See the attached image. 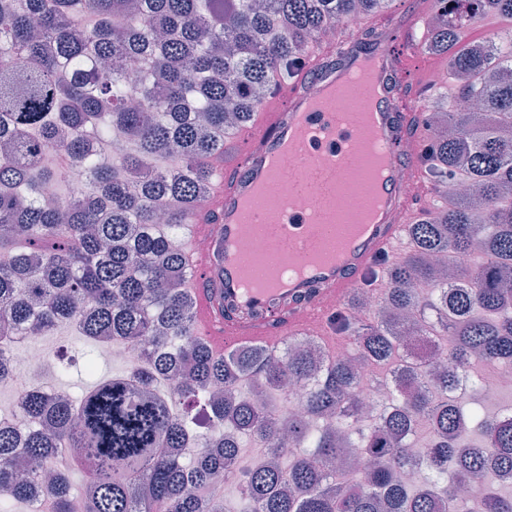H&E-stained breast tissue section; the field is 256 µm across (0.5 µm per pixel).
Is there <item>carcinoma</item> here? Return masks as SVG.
Segmentation results:
<instances>
[{
	"instance_id": "carcinoma-1",
	"label": "carcinoma",
	"mask_w": 512,
	"mask_h": 512,
	"mask_svg": "<svg viewBox=\"0 0 512 512\" xmlns=\"http://www.w3.org/2000/svg\"><path fill=\"white\" fill-rule=\"evenodd\" d=\"M391 0H9L0 21V352L23 327L45 336L69 325L98 342L151 339L146 364L98 382L77 398L36 391L21 442L0 430V512L39 496L51 512H224L206 493L214 477L238 486L242 512H512L502 477L512 472V421L465 410L448 396L462 384L479 402L478 363L512 365V32L496 48L460 45V31L486 14L512 17V0H449L448 17L427 26L425 48L448 56L455 105L451 136L428 132L420 170L445 191L462 176L481 202L456 198L408 226L411 247L397 265L376 263L385 309L365 316L356 298L335 319L354 359L297 347L232 348L215 355L199 335L186 225L212 218L224 138L319 42L356 13ZM142 67L128 85L122 67ZM115 133L126 151L100 158ZM81 169L87 199L61 208L48 192L61 171ZM405 336H437L448 366L397 356ZM390 362L399 394L366 421L353 360ZM183 376L180 413L144 395L154 374ZM308 383L304 414H280L242 393ZM202 406L228 435L198 436ZM424 419L428 446L405 436ZM353 428L369 468L358 481L334 469L340 427ZM242 434L273 444L269 458L241 464ZM288 457L279 449L285 443ZM63 458L68 469L54 465ZM426 475L406 486L398 474ZM81 475L71 492L68 470Z\"/></svg>"
}]
</instances>
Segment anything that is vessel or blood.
I'll list each match as a JSON object with an SVG mask.
<instances>
[{"label": "vessel or blood", "instance_id": "b4317fda", "mask_svg": "<svg viewBox=\"0 0 512 512\" xmlns=\"http://www.w3.org/2000/svg\"><path fill=\"white\" fill-rule=\"evenodd\" d=\"M421 21L418 15L387 17L388 30L403 32L397 50L386 33L368 46L347 37L337 49L318 48L313 78L277 85L238 133L241 149L225 162L212 201L217 220L188 244L196 321L215 354L245 345L276 347L301 334L329 336L337 299L360 284L374 261L402 250L414 210L398 172L413 171L422 140L417 115L408 109L403 75L418 52ZM365 68L372 71L371 82L360 95L390 153V167L373 222L360 227L335 255L329 250L336 240L332 194L345 177L357 129L333 106L312 105L310 98ZM261 186L280 196L311 194L306 215L287 210L266 218L247 216L244 204ZM249 224L263 231L276 256L301 263L303 274L245 287L241 242Z\"/></svg>", "mask_w": 512, "mask_h": 512}]
</instances>
